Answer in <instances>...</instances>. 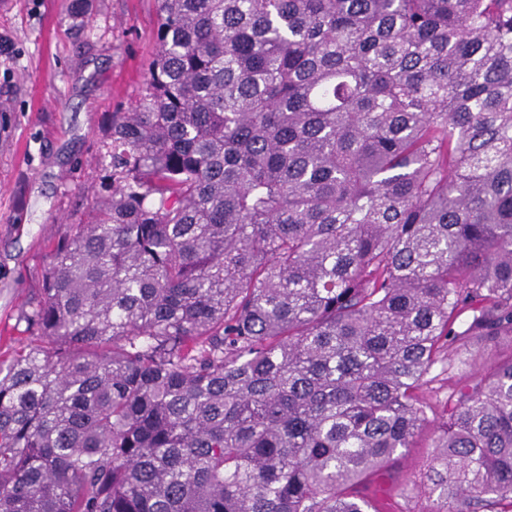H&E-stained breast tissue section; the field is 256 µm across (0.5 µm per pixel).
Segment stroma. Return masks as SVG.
Instances as JSON below:
<instances>
[{
    "instance_id": "obj_1",
    "label": "stroma",
    "mask_w": 512,
    "mask_h": 512,
    "mask_svg": "<svg viewBox=\"0 0 512 512\" xmlns=\"http://www.w3.org/2000/svg\"><path fill=\"white\" fill-rule=\"evenodd\" d=\"M158 19L157 0H88L81 19L63 0H0V353L30 343L21 312L40 296L50 249L105 193L100 144L142 88ZM450 357L453 369L429 374L438 408L489 362L470 347ZM428 458L412 448L387 466L396 512L432 508L412 488Z\"/></svg>"
}]
</instances>
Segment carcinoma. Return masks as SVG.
Returning a JSON list of instances; mask_svg holds the SVG:
<instances>
[{"label":"carcinoma","mask_w":512,"mask_h":512,"mask_svg":"<svg viewBox=\"0 0 512 512\" xmlns=\"http://www.w3.org/2000/svg\"><path fill=\"white\" fill-rule=\"evenodd\" d=\"M0 358V512H383L432 430L430 512L512 501V0H158ZM450 357L455 362L450 371L438 364L431 370L426 387V396L437 410H442L448 396L466 380L476 376L488 363L489 358L481 356L472 347L453 350ZM445 369V370H444Z\"/></svg>","instance_id":"carcinoma-1"}]
</instances>
